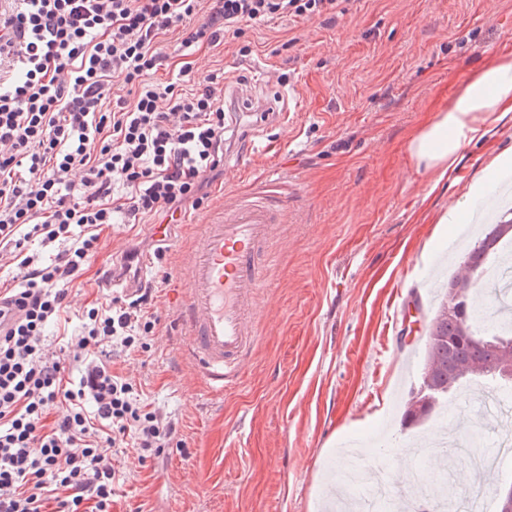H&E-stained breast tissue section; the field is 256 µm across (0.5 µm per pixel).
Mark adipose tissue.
I'll return each instance as SVG.
<instances>
[{"label":"adipose tissue","mask_w":512,"mask_h":512,"mask_svg":"<svg viewBox=\"0 0 512 512\" xmlns=\"http://www.w3.org/2000/svg\"><path fill=\"white\" fill-rule=\"evenodd\" d=\"M512 112V53L478 71L456 93L447 110L411 137V155L426 167L448 170L465 136H481L487 123Z\"/></svg>","instance_id":"1"}]
</instances>
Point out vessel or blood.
Listing matches in <instances>:
<instances>
[{
  "label": "vessel or blood",
  "mask_w": 512,
  "mask_h": 512,
  "mask_svg": "<svg viewBox=\"0 0 512 512\" xmlns=\"http://www.w3.org/2000/svg\"><path fill=\"white\" fill-rule=\"evenodd\" d=\"M284 216L267 198L225 193L222 208L201 224L185 257L189 287L180 319L188 353L211 391L236 384L258 342L254 315L272 261L267 243Z\"/></svg>",
  "instance_id": "b4317fda"
}]
</instances>
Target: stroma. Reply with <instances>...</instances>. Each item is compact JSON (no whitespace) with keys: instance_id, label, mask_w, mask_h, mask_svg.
<instances>
[{"instance_id":"obj_1","label":"stroma","mask_w":512,"mask_h":512,"mask_svg":"<svg viewBox=\"0 0 512 512\" xmlns=\"http://www.w3.org/2000/svg\"><path fill=\"white\" fill-rule=\"evenodd\" d=\"M183 38L165 36L155 80H172L187 62L197 77L226 73L230 95L281 97L269 120H242L246 138L233 140L223 174L205 187L207 202L186 216L205 217L230 189L285 201L288 221L269 242L274 261L255 314L261 339L238 383L221 393L187 357L173 308L188 286L182 264L193 225L176 228L160 259L150 224L103 232L76 300L85 307L100 298L103 274L127 250L153 256L151 348L114 362L176 428L169 448L145 463L128 449L118 512H324L348 466L338 453L345 445L368 448L366 468L385 470L410 494L433 475L426 447L447 429L475 454L512 438V414H485L490 387L481 380L461 382L420 424L403 421L426 342L407 339L406 329L427 327L475 240L477 215L512 208V112L465 140L445 173L417 166L408 140L494 55L512 53V0H348L332 23L261 22L189 50ZM260 66L287 73V84L256 79ZM458 202L462 219L442 223ZM400 293L412 309L394 324ZM446 472L453 488L488 495L498 512L512 456L479 476L461 461Z\"/></svg>"}]
</instances>
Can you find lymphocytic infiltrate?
<instances>
[{
  "instance_id": "1",
  "label": "lymphocytic infiltrate",
  "mask_w": 512,
  "mask_h": 512,
  "mask_svg": "<svg viewBox=\"0 0 512 512\" xmlns=\"http://www.w3.org/2000/svg\"><path fill=\"white\" fill-rule=\"evenodd\" d=\"M343 0H6L0 9V255L23 268L0 291V512H112L127 481L126 448L146 460L174 428L136 383L97 357L147 351L153 291L86 310L82 335L59 346L49 324L118 215L139 221L201 206L224 170L233 101L224 76L184 88L151 73L160 38L195 21L186 42L220 43L274 19L333 21ZM134 93V108L112 96ZM62 244L51 260L40 249ZM84 362L78 382L71 362Z\"/></svg>"
}]
</instances>
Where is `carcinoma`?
I'll use <instances>...</instances> for the list:
<instances>
[{"label": "carcinoma", "instance_id": "carcinoma-1", "mask_svg": "<svg viewBox=\"0 0 512 512\" xmlns=\"http://www.w3.org/2000/svg\"><path fill=\"white\" fill-rule=\"evenodd\" d=\"M512 241V220L489 226L464 264L473 273L483 267L490 256L498 253L502 243ZM448 288L455 290L457 302L448 308V295H443L427 330L428 347L422 369L425 396L411 400L405 415L408 424L418 423L432 413L439 397L448 394L462 379L504 378L512 373L502 368L512 364V327L500 326L492 338L477 335L475 314L468 301L470 279L454 277Z\"/></svg>", "mask_w": 512, "mask_h": 512}]
</instances>
